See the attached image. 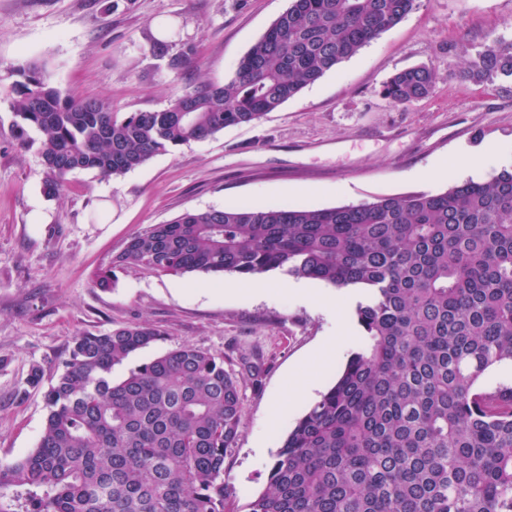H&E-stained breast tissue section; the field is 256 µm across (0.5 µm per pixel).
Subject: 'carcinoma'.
I'll return each mask as SVG.
<instances>
[{
	"mask_svg": "<svg viewBox=\"0 0 512 512\" xmlns=\"http://www.w3.org/2000/svg\"><path fill=\"white\" fill-rule=\"evenodd\" d=\"M416 0H290L224 84L162 110L119 113L63 97L44 65L14 70L15 126L40 134L44 192L67 176L124 175L280 108L414 10ZM512 78V43L492 40L448 71ZM437 72L380 86L395 105L429 96ZM241 278L279 271L358 288L362 343L277 449L246 512H512V169L436 194L322 209L185 211L135 234L94 276L115 271ZM162 336L149 322L74 338L45 393L37 447L0 464V512H230L224 463L242 425L244 375L184 344L112 370Z\"/></svg>",
	"mask_w": 512,
	"mask_h": 512,
	"instance_id": "obj_1",
	"label": "carcinoma"
}]
</instances>
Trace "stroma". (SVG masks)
<instances>
[{
	"mask_svg": "<svg viewBox=\"0 0 512 512\" xmlns=\"http://www.w3.org/2000/svg\"><path fill=\"white\" fill-rule=\"evenodd\" d=\"M289 0H0V464L36 448L47 409L27 390L32 365L54 381L75 336L149 322L163 334L114 370L122 377L159 354L191 344L240 369L260 367L242 387L243 428L224 464L232 512L267 484L288 430L334 382L361 343L353 308L318 283L321 300L264 275L251 293L239 277L214 281L139 268L109 290L94 272L134 234L187 210L245 204L321 209L466 181L461 163L500 149L478 181L512 167V80L481 83L449 74L460 55L491 38L512 42V0H417L400 23L261 120L158 155L125 175L71 173L63 194L43 192L35 130L13 126V67L44 62L61 94L107 99L113 111L160 110L182 90L223 83ZM198 48L195 65L171 67L155 40ZM433 64L432 94L397 106L379 93L399 70ZM439 168L422 181L417 171ZM312 379L307 395L297 384ZM277 423H270L271 407Z\"/></svg>",
	"mask_w": 512,
	"mask_h": 512,
	"instance_id": "stroma-1",
	"label": "stroma"
}]
</instances>
